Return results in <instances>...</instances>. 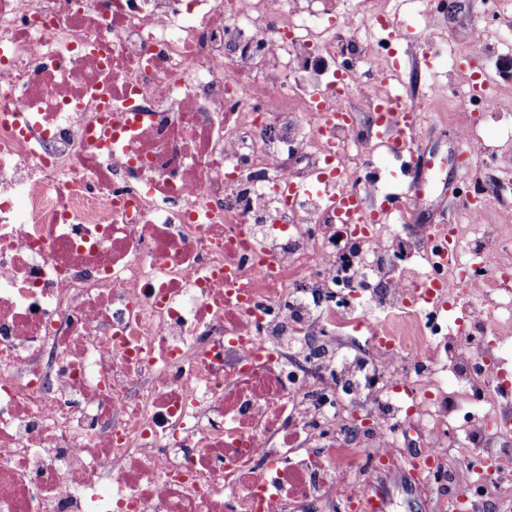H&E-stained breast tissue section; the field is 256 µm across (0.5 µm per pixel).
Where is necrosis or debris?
Segmentation results:
<instances>
[{"mask_svg":"<svg viewBox=\"0 0 512 512\" xmlns=\"http://www.w3.org/2000/svg\"><path fill=\"white\" fill-rule=\"evenodd\" d=\"M355 24L0 0V512H382L405 443L437 512H512V226L462 205L440 265L401 196L338 223L392 139L313 103L348 109L376 60L304 63ZM336 208L340 215H344L345 223L362 226L376 224L381 213L380 210H372L364 200L345 193L336 196Z\"/></svg>","mask_w":512,"mask_h":512,"instance_id":"necrosis-or-debris-1","label":"necrosis or debris"}]
</instances>
